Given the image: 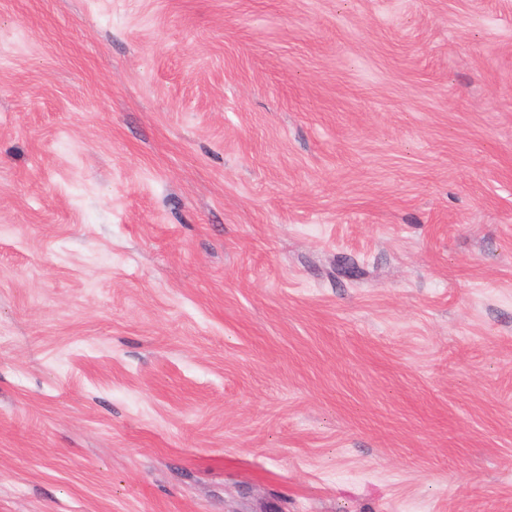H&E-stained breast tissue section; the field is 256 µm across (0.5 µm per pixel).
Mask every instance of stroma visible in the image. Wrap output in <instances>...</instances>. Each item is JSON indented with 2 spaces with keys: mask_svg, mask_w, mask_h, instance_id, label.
I'll use <instances>...</instances> for the list:
<instances>
[{
  "mask_svg": "<svg viewBox=\"0 0 512 512\" xmlns=\"http://www.w3.org/2000/svg\"><path fill=\"white\" fill-rule=\"evenodd\" d=\"M0 512H512V0H0Z\"/></svg>",
  "mask_w": 512,
  "mask_h": 512,
  "instance_id": "obj_1",
  "label": "stroma"
}]
</instances>
